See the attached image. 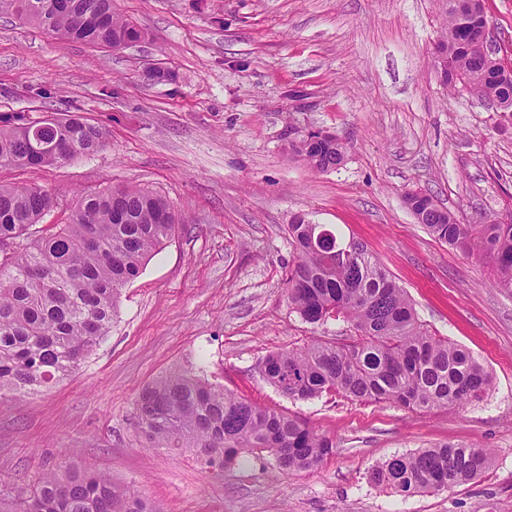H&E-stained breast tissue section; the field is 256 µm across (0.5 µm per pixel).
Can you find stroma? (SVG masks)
Here are the masks:
<instances>
[{
	"mask_svg": "<svg viewBox=\"0 0 512 512\" xmlns=\"http://www.w3.org/2000/svg\"><path fill=\"white\" fill-rule=\"evenodd\" d=\"M512 65V0H484ZM144 32L94 49L0 16V115L72 112L107 132L99 152L0 180L49 189L40 229L67 223L79 194L147 186L173 205V237L122 290L106 341L65 381L0 399V504L43 473L81 464L166 512H512V293L488 259L433 237L404 203L433 197L463 224L512 214V120L466 90L448 92L434 62L445 0H112ZM46 88L50 98L37 97ZM335 134L344 162L316 172L289 157L309 129ZM356 240L412 299L425 327L491 372L480 403L418 413L340 395L293 400L268 384V353L317 326L284 291L295 215ZM192 371L298 417L336 448L313 471L268 453L239 466L151 447L136 425L147 385ZM488 449L475 480L411 497L371 485L394 454L443 442Z\"/></svg>",
	"mask_w": 512,
	"mask_h": 512,
	"instance_id": "35a3bbf8",
	"label": "stroma"
}]
</instances>
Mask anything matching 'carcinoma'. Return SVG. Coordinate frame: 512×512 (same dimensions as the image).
<instances>
[{
	"label": "carcinoma",
	"mask_w": 512,
	"mask_h": 512,
	"mask_svg": "<svg viewBox=\"0 0 512 512\" xmlns=\"http://www.w3.org/2000/svg\"><path fill=\"white\" fill-rule=\"evenodd\" d=\"M0 13L38 25L59 39L118 49L141 31L112 11V0H0ZM488 24L483 0H448L436 47L448 87L460 84L482 102L512 104V75L477 35ZM34 121L0 117V169L51 168L106 144L102 127L72 114L53 117L47 149L32 148ZM293 157L327 171L345 158L330 139H301ZM409 210L449 246L483 253L497 286L512 292V216L493 224H460L432 197L405 195ZM56 205L37 184L0 183V398L57 383L78 370L112 329L122 289L172 236L177 215L162 195L119 186L82 194L66 224L38 237L31 228ZM294 259L285 292L300 318L313 325L342 321L347 341L316 339L272 352L263 378L284 395L309 400L337 393L353 401L399 404L415 412L483 400L493 377L463 346L435 336L413 301L361 243L338 241L324 224L304 217L288 225ZM138 428L154 448H195L210 464L236 463L245 451H266L285 471H311L332 453L333 440L307 422L239 397L191 371L146 386L136 401ZM484 448L444 443L395 454L373 464L375 486L402 497L439 493L468 483L488 467ZM16 512H165L112 477L74 467L44 474L20 494Z\"/></svg>",
	"instance_id": "1"
}]
</instances>
